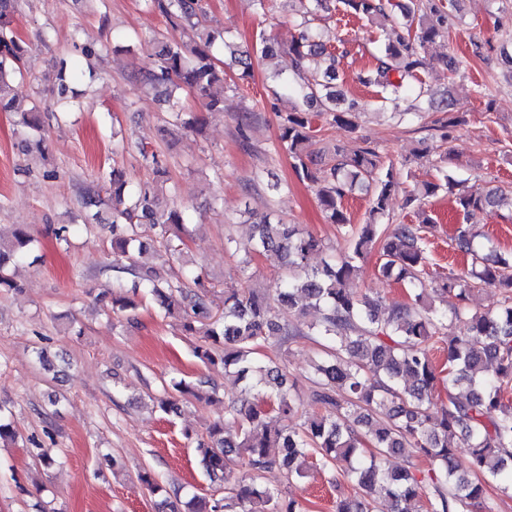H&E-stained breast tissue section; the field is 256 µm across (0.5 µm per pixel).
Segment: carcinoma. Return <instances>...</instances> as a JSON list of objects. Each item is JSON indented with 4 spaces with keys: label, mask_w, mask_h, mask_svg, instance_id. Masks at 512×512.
<instances>
[{
    "label": "carcinoma",
    "mask_w": 512,
    "mask_h": 512,
    "mask_svg": "<svg viewBox=\"0 0 512 512\" xmlns=\"http://www.w3.org/2000/svg\"><path fill=\"white\" fill-rule=\"evenodd\" d=\"M149 2L171 27H196L198 41L187 47L156 33L153 64L134 78L163 89L172 121L199 134L202 125L185 118L172 88H185L207 111L222 112L229 88L224 66L237 68L239 79L245 80L253 75L252 57L206 24L203 0ZM282 2L295 5L296 35L283 44L261 31L256 40L260 57L284 53L292 58L288 76L276 74L295 99L279 125L278 140L292 159L296 176L316 186L328 223L347 228L349 251L312 268L309 257L324 252L322 241L267 213L253 224L252 253L239 261V269L248 271L253 253L279 256L284 276L276 295L245 287H226L219 295L209 291L213 284L203 269L184 259L187 208L163 207L157 198L158 185L169 180L166 162L147 144L114 132L115 150L137 157L154 178L134 187L115 168L108 174L98 172L97 180L108 182L112 268L131 276L129 285L121 278L113 282L111 311L136 310L140 292L152 297L164 314H177L184 335L197 337L196 358L207 365L222 364L224 375L243 383L240 400L225 406L224 417L208 424L207 439L197 441L194 452L209 477L222 475L227 480L234 460L241 456L248 479L234 480L222 502L192 497V512H234L238 507L241 512H303L296 500H282L280 492L257 478L274 466L282 468L289 481L303 478L315 455L324 466L345 467L362 490L378 491L388 512H470L485 499V479L512 476V401L507 398L512 389V252L497 251L490 238L462 223L457 245L471 256V265L438 277L436 287L430 288L423 233L434 219L426 213L425 200L443 189L453 191L456 182L448 172L441 171L436 182L404 195L403 208L414 210L421 217L419 223L385 224L401 182L393 165H384L375 149L350 151L338 145L328 165L313 169V118L325 115L333 124L352 127L361 105L352 99L342 109L336 92L330 90L336 58L317 25L327 0ZM341 5L344 13L371 22L392 19L385 0H341ZM452 7L443 0H405L398 5L401 18L394 21L395 39L384 43L364 79L378 89L381 103L395 104L409 91L431 94L417 76L427 65V45L449 35ZM15 12L16 0H0V112L22 115V125L30 130L26 147L43 156L47 147L41 134V105L33 100L25 107L14 93L30 52L29 43L14 30ZM73 79L67 62L61 61L48 104L53 111H69L78 96L70 87ZM356 191L369 198L363 224L350 223L342 207V200ZM506 196L497 187L482 195L459 193L455 203L466 217L474 209L499 207ZM143 222L157 228L151 244L140 240L138 226ZM32 243V235L20 224L10 237L0 235L1 293L21 289L7 264L24 259ZM375 249L377 273L402 285L410 296L408 303L385 308L353 291L361 264ZM483 288L493 289L500 300L470 310L467 303ZM437 294L453 295L461 305L440 311L434 304ZM281 307L302 318L312 307L318 317L288 328L277 320ZM450 319L462 322L463 331L448 337L447 365L439 369L430 350L442 340ZM292 336H315L321 346V355L311 366L316 379L311 412L296 402L288 373L262 360L265 348ZM440 383L445 401L435 399ZM230 420L236 424L233 434L226 428ZM274 421L278 425H272ZM460 445L469 449L467 470L456 461ZM271 448L282 449V455H270ZM403 448H414L428 459L430 472L419 477L409 470H389L387 456ZM374 509L364 497L336 505V512Z\"/></svg>",
    "instance_id": "obj_1"
}]
</instances>
